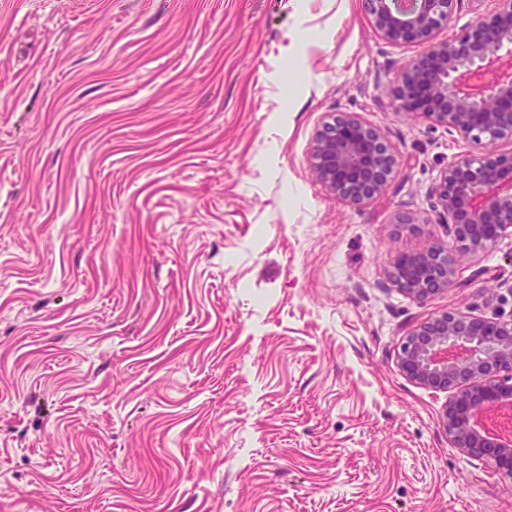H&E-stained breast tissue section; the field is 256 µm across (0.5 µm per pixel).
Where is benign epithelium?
<instances>
[{
  "label": "benign epithelium",
  "instance_id": "1",
  "mask_svg": "<svg viewBox=\"0 0 512 512\" xmlns=\"http://www.w3.org/2000/svg\"><path fill=\"white\" fill-rule=\"evenodd\" d=\"M453 0H364L375 32L424 50L400 73L391 94L399 110L445 126L464 141L485 146L512 140V0L453 38L437 41L449 25ZM318 180L336 197L363 204L385 191L399 164L383 133L352 115L329 114L309 156ZM452 242L392 257L389 278L417 301L454 283L459 258L493 246L512 230V152L484 151L448 163L435 188ZM414 382L451 391L442 425L452 447L500 449L491 455L512 481V319L475 317L462 310L413 326L397 352Z\"/></svg>",
  "mask_w": 512,
  "mask_h": 512
}]
</instances>
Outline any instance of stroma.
<instances>
[{"mask_svg": "<svg viewBox=\"0 0 512 512\" xmlns=\"http://www.w3.org/2000/svg\"><path fill=\"white\" fill-rule=\"evenodd\" d=\"M420 50L363 0H0V512H512L396 362L512 318L508 235L427 301L389 279L474 150L396 107ZM329 112L396 148L382 195L317 180Z\"/></svg>", "mask_w": 512, "mask_h": 512, "instance_id": "35a3bbf8", "label": "stroma"}]
</instances>
